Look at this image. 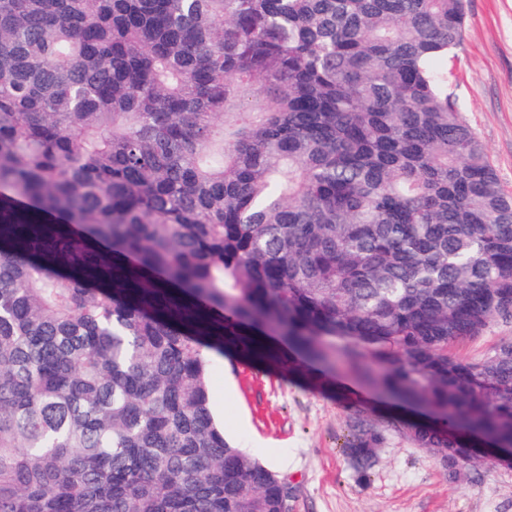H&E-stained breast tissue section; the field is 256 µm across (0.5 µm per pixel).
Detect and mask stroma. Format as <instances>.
<instances>
[{
	"label": "stroma",
	"mask_w": 512,
	"mask_h": 512,
	"mask_svg": "<svg viewBox=\"0 0 512 512\" xmlns=\"http://www.w3.org/2000/svg\"><path fill=\"white\" fill-rule=\"evenodd\" d=\"M448 91L512 193V0H468ZM212 363V407L225 436L287 480L289 512H512V472L467 469L452 481L432 454L394 434L369 486H359L341 448L350 411L338 394L354 386L347 378L332 392L228 354Z\"/></svg>",
	"instance_id": "obj_1"
}]
</instances>
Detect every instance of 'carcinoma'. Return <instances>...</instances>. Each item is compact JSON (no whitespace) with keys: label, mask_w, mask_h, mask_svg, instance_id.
Instances as JSON below:
<instances>
[{"label":"carcinoma","mask_w":512,"mask_h":512,"mask_svg":"<svg viewBox=\"0 0 512 512\" xmlns=\"http://www.w3.org/2000/svg\"><path fill=\"white\" fill-rule=\"evenodd\" d=\"M467 0H0V512H289L208 352L314 387L371 482L512 448V195L448 94ZM512 337V325H496L490 329L484 336L466 341L458 347L455 354L463 360H470L482 355L490 347L497 344L502 339Z\"/></svg>","instance_id":"obj_1"}]
</instances>
